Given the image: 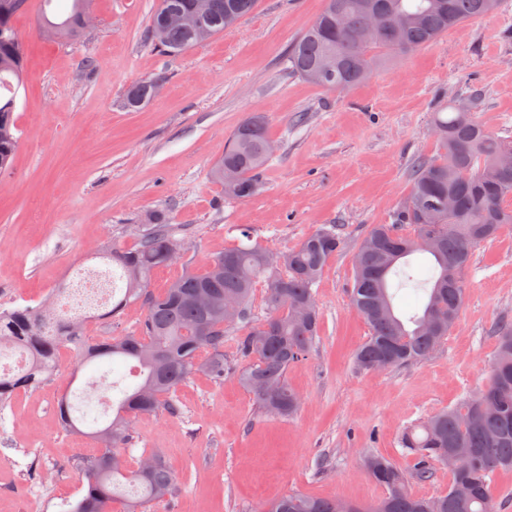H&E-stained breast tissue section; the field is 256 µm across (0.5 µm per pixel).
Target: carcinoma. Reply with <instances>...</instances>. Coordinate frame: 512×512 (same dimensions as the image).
<instances>
[{
	"label": "carcinoma",
	"mask_w": 512,
	"mask_h": 512,
	"mask_svg": "<svg viewBox=\"0 0 512 512\" xmlns=\"http://www.w3.org/2000/svg\"><path fill=\"white\" fill-rule=\"evenodd\" d=\"M26 0H0V170L7 168L19 143L14 83L22 77L23 52L12 20ZM258 0H159L151 17L148 38L162 51L181 54L232 28L257 7ZM89 0H72L68 16L59 23L43 16L51 38L68 37L83 26ZM380 10L396 30L373 41L364 39L368 15ZM180 12L196 20L170 25L166 17ZM489 14L487 0H325L312 26L288 54L291 70L327 90H345L360 83L375 67L392 57L433 44L448 29ZM155 82L142 81L126 93L125 105L134 110L148 102ZM433 133L439 154L417 162L407 201L398 208L393 223L377 224L364 237L354 258L351 301L368 324L370 336L359 347L354 364L361 372L390 360L393 368L421 362L431 356L456 323L464 300L463 276L471 251L493 239L512 224V171L500 170V154L512 150V139L487 130L456 103L434 114ZM263 120L254 116L233 135L213 167L214 181L224 186V196L249 199L260 188L259 172L270 158ZM459 210L448 213V196ZM149 232L133 247H108L103 258L119 271L118 295L101 316L114 319L130 305H140L145 315L135 334L85 340L88 315L68 319L48 334L45 319L56 315L53 300L32 307L0 311V350H20L27 366L0 374V402L20 390L49 379L59 351L72 345L84 361L123 359L132 362L131 386L122 391L112 418L88 433L100 447L84 472L85 493L69 512H109L116 499L126 502L125 512H149L165 501L178 484L179 474L154 453H144L131 469L125 448L134 421L161 410L177 411V388L198 373L224 378V337L235 334L236 351L245 362L238 377L264 412L292 416L301 405L300 395L288 385V368L312 348L320 330V309L314 286L342 239L335 229H322L298 246L274 251L243 240L200 268L181 265L167 288L155 294L148 288L151 274L173 266L171 252L179 247L171 225L161 214L146 217ZM406 234H433L440 248L427 251L401 247ZM427 253L433 265L422 270L418 281L425 293L421 311L409 317L397 313L391 277L404 273L408 257ZM262 291L266 316L256 319L251 302ZM499 344L489 380L478 393L455 406L426 418L405 431L403 447L417 457L414 476L431 477L435 466L448 468L452 484L472 487L461 503L453 489L420 498L407 488V478L394 461L371 455L365 464L372 478L386 488L374 512H497L490 494L494 476L512 471V324L498 327ZM497 405L493 419H476L485 400ZM74 406L63 400L59 420L63 429L79 433ZM345 502L303 494H289L262 505L258 512H344Z\"/></svg>",
	"instance_id": "cac0c4a2"
}]
</instances>
